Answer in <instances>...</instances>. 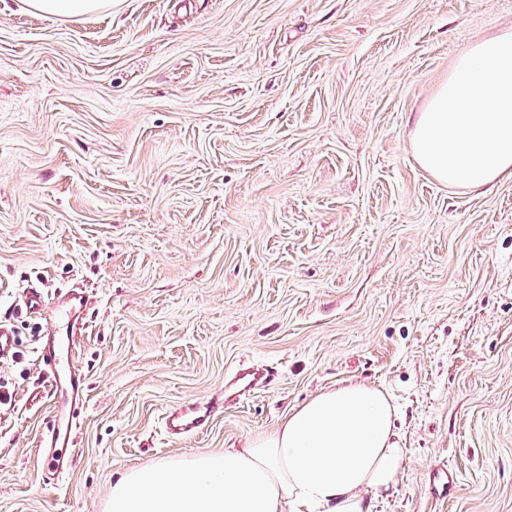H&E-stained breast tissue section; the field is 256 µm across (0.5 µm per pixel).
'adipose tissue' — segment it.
Returning a JSON list of instances; mask_svg holds the SVG:
<instances>
[{"label": "adipose tissue", "instance_id": "obj_1", "mask_svg": "<svg viewBox=\"0 0 512 512\" xmlns=\"http://www.w3.org/2000/svg\"><path fill=\"white\" fill-rule=\"evenodd\" d=\"M403 458L388 395L348 383L240 447L127 469L107 512H377Z\"/></svg>", "mask_w": 512, "mask_h": 512}]
</instances>
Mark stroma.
I'll list each match as a JSON object with an SVG mask.
<instances>
[{
	"instance_id": "1",
	"label": "stroma",
	"mask_w": 512,
	"mask_h": 512,
	"mask_svg": "<svg viewBox=\"0 0 512 512\" xmlns=\"http://www.w3.org/2000/svg\"><path fill=\"white\" fill-rule=\"evenodd\" d=\"M506 31L512 0H0V512H102L125 469L223 451L348 382L395 408L380 512H512V179L450 186L410 145L458 58ZM31 284L89 298L60 477L44 439L67 399L36 348L66 324L20 309ZM191 404L210 425L168 438ZM34 12L62 17H81L112 8V0H23ZM427 477L430 493L438 499L447 500L458 491L457 474L448 465L430 469Z\"/></svg>"
}]
</instances>
